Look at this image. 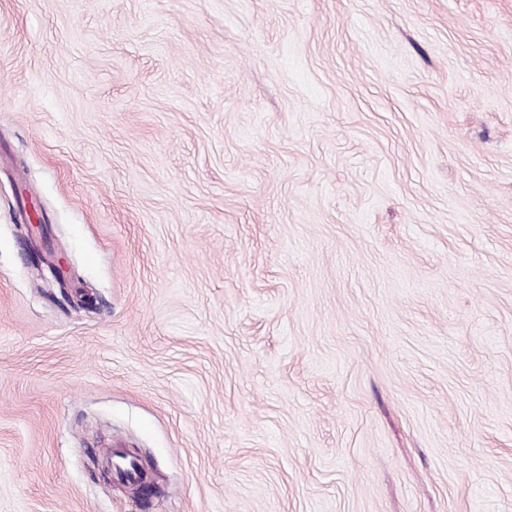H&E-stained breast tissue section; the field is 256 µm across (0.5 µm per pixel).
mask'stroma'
<instances>
[{"label":"stroma","instance_id":"35a3bbf8","mask_svg":"<svg viewBox=\"0 0 512 512\" xmlns=\"http://www.w3.org/2000/svg\"><path fill=\"white\" fill-rule=\"evenodd\" d=\"M0 512H512V0H0Z\"/></svg>","mask_w":512,"mask_h":512}]
</instances>
